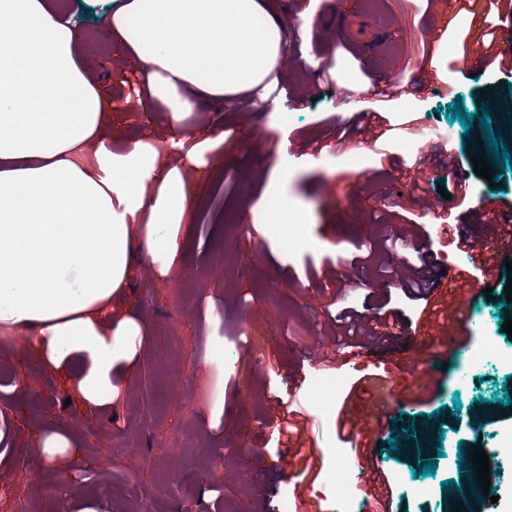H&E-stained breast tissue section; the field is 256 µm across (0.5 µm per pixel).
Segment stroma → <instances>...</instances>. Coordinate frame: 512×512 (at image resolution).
Instances as JSON below:
<instances>
[{
	"instance_id": "35a3bbf8",
	"label": "stroma",
	"mask_w": 512,
	"mask_h": 512,
	"mask_svg": "<svg viewBox=\"0 0 512 512\" xmlns=\"http://www.w3.org/2000/svg\"><path fill=\"white\" fill-rule=\"evenodd\" d=\"M122 0H61L80 34L91 75L104 93L128 104L112 125V149L153 134L181 135L198 146L210 170L194 173L176 154H160L164 169H179L187 201L179 225V257L161 274V257H137L130 286L112 307L113 320L137 315L146 331L136 339L134 364L119 379L121 397L101 410L73 402L79 361L65 370L44 366L21 337L0 335V512H282L301 497L337 512L332 474L339 461L374 466L389 484L395 512H448L447 482L462 485L459 445L492 447L512 431L501 421L505 379L512 366V319L504 276L512 240L494 238L483 212L512 225V165L501 190L473 172L479 124L463 129L448 107L463 100L467 113L491 115L495 135L512 152V72L479 70L484 49L467 37L466 14L449 17L441 0H274L287 31L286 62L264 101L204 103L181 132L170 130L160 107L144 108L136 93L139 65L97 37L104 14ZM315 11L319 26L299 16ZM345 11L391 22L394 52L367 58L351 39H337L332 21ZM448 23L443 43L428 42L432 25ZM435 76V87L425 85ZM403 80L407 94L381 101L359 97L367 84ZM391 124L390 139L374 141L368 114ZM361 141L342 151V136ZM469 188L467 201L443 198L449 161ZM415 179L405 195L397 181ZM288 200L284 217L303 225L292 244L268 222L272 196ZM496 257L494 276L479 272L457 313L455 343L430 358L416 326L419 304L403 289L405 264L417 254L446 260V273L468 268L459 236ZM363 259V276L352 263ZM492 294H485V287ZM356 311L394 328L386 345H363L357 365L327 370L318 354L342 347L337 319ZM155 370L144 385L146 370ZM342 379L317 410L313 379ZM355 405L373 434L341 442L338 418ZM293 413L314 449L315 476L299 477L282 464L289 438L279 419ZM70 446L46 461V436ZM397 449H390V440ZM442 448L434 475H422L421 449Z\"/></svg>"
}]
</instances>
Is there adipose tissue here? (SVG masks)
<instances>
[{
	"mask_svg": "<svg viewBox=\"0 0 512 512\" xmlns=\"http://www.w3.org/2000/svg\"><path fill=\"white\" fill-rule=\"evenodd\" d=\"M266 0H124L102 28L143 66L148 99L170 127L198 105L268 87L285 54ZM264 15V25L253 23ZM111 99L90 76L79 36L56 0H0V325L23 336L45 365L77 357L79 404L119 396L139 324L112 320L139 252L164 248L175 263L184 181L160 171L150 140L123 153L107 129Z\"/></svg>",
	"mask_w": 512,
	"mask_h": 512,
	"instance_id": "1",
	"label": "adipose tissue"
}]
</instances>
